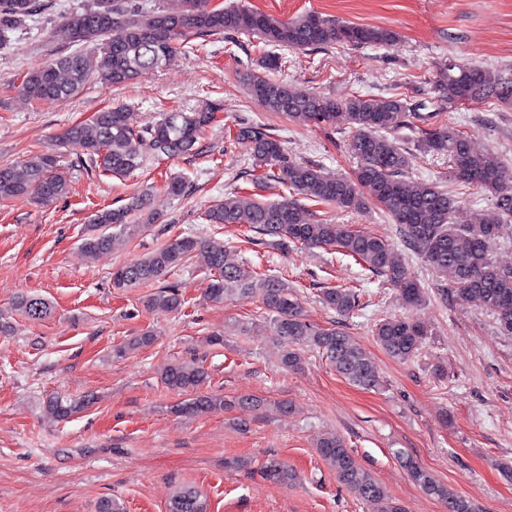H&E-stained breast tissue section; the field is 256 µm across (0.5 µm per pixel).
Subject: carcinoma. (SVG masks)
<instances>
[{"label":"carcinoma","mask_w":512,"mask_h":512,"mask_svg":"<svg viewBox=\"0 0 512 512\" xmlns=\"http://www.w3.org/2000/svg\"><path fill=\"white\" fill-rule=\"evenodd\" d=\"M175 9L143 10L123 5V0H94L93 5L71 14L50 32L52 42L82 45L81 51L56 53L38 70L27 73L14 86L23 98L53 103L78 95L90 83L126 85L169 63L178 52L179 41L189 35L224 33L257 36L267 45L289 50L314 49L346 42L352 46H381L395 42L398 34L389 28L362 24H339L316 13L287 21L244 7L212 8L210 0H177ZM42 8L41 0H0V43ZM253 97L272 112H280L316 125L331 123L339 114L350 124L348 146L358 161L354 177H332L312 164L288 159L282 142L261 125L242 127L237 137L244 143L256 165L266 176L302 198L339 208L361 210L373 202L382 207L396 224L403 246L420 255L426 265L450 283L451 295L460 301L478 299L491 310L506 335H512V266H500L491 259V246L512 220V172L487 154L475 150L466 136L453 126L426 134L420 147L448 157L450 177L459 184L472 185L494 193L491 210L475 212L467 224L451 223L456 199L434 182L407 175L403 148L386 136L405 125L413 104L397 97L369 98L353 95L336 100L317 92H298L292 85L267 75H256L249 87ZM439 98L454 101L496 99L512 106V79L473 65L450 63L433 86ZM218 107L206 104L190 112L171 111L160 120L137 125L122 106L94 115L87 124L68 127L51 148L25 156L15 164L0 165V201L26 200L48 204L69 193V180L59 171L61 150L74 152L73 167L86 163L116 177L138 169L145 154L168 159L201 153L203 130ZM137 214L154 222L143 195L118 209L97 211L83 231L81 246L91 257L109 251L120 235L132 236L141 228L129 223ZM211 224H246L278 246L300 244L308 247H336L363 261L371 271L385 276L399 288L402 302L416 307L424 300L420 285L410 279L394 256L389 241L310 218L297 201L262 202L248 196H227L206 213ZM203 255L213 278L205 297L215 304L226 300L259 298L269 317L274 335L288 338L321 353L338 375L365 390L381 385L380 375L353 337L339 327L320 328L303 315L301 302L288 282L276 277L256 278L247 269L224 261V246L186 236L170 240L158 250L134 262L117 267L112 285L117 289L155 280L168 270ZM322 302L341 316L359 307L358 294L328 288ZM149 309L179 313L183 299L167 287L144 300ZM12 310L29 321L51 317V303L38 294H21ZM381 347L393 359L408 361L416 356L428 336L427 328L410 317L385 318L375 327ZM156 334L146 330L116 350L119 357L152 346ZM208 378L204 365L177 362L164 367L160 380L170 391L186 396L178 411L199 415L216 408L258 407L252 396L224 398L200 391ZM86 399L53 396L46 406L55 417L65 419L87 407ZM321 456L336 475L337 482L371 507V512H406L391 499L383 485L359 462L342 438L323 435L317 444ZM411 480L428 496L448 507V512H478L469 499L454 494L416 460L396 451ZM276 485L296 479L288 465L270 459L258 470ZM169 512H205L199 494L186 488L173 496Z\"/></svg>","instance_id":"cac0c4a2"}]
</instances>
